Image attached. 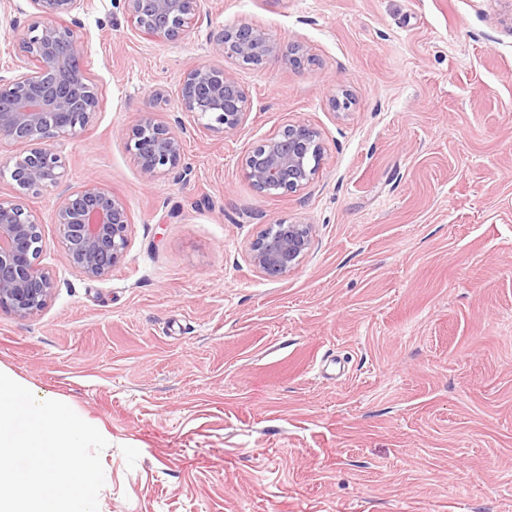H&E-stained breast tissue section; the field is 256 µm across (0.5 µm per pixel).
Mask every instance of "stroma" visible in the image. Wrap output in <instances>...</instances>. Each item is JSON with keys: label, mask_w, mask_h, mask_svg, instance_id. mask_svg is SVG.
<instances>
[{"label": "stroma", "mask_w": 512, "mask_h": 512, "mask_svg": "<svg viewBox=\"0 0 512 512\" xmlns=\"http://www.w3.org/2000/svg\"><path fill=\"white\" fill-rule=\"evenodd\" d=\"M78 17L99 107L55 150L64 187L123 200L129 246L105 279L73 269L0 139V198L40 216L54 280L41 312H0V372L104 434L99 512H512V0H200L173 40L119 0ZM32 20L0 0V75ZM240 24L309 62L216 56ZM204 64L248 91L239 132L178 111ZM146 112L184 139L151 182L125 139ZM289 124L321 166L268 194L241 158ZM277 221L313 242L270 278L248 247Z\"/></svg>", "instance_id": "obj_1"}]
</instances>
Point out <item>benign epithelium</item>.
<instances>
[{"mask_svg": "<svg viewBox=\"0 0 512 512\" xmlns=\"http://www.w3.org/2000/svg\"><path fill=\"white\" fill-rule=\"evenodd\" d=\"M34 21L20 38L29 67L10 78L0 76V139L30 146L12 160L22 168L20 189L57 191L53 223L60 229L68 264L90 279H104L125 257L129 216L119 198L90 181L78 191L61 188L64 167L53 142L76 134L99 104L96 85L83 67L84 44L73 13L86 0H27ZM134 30L166 39L192 24L198 0H122ZM213 51L241 61L274 57L290 66L305 61L298 44L281 47L249 25L225 26L209 37ZM178 109L205 117L226 133L239 131L251 111L246 89L222 67L187 70L179 85ZM144 178L153 181L178 166L184 144L170 124L146 115L126 134ZM322 159L319 132L290 124L282 133L248 150L241 159L245 176L266 192H295L316 176ZM39 216L0 198V311L27 318L41 311L54 288L37 259L42 252ZM312 245V226L266 224L250 243L248 259L268 277L292 273Z\"/></svg>", "mask_w": 512, "mask_h": 512, "instance_id": "obj_1", "label": "benign epithelium"}]
</instances>
